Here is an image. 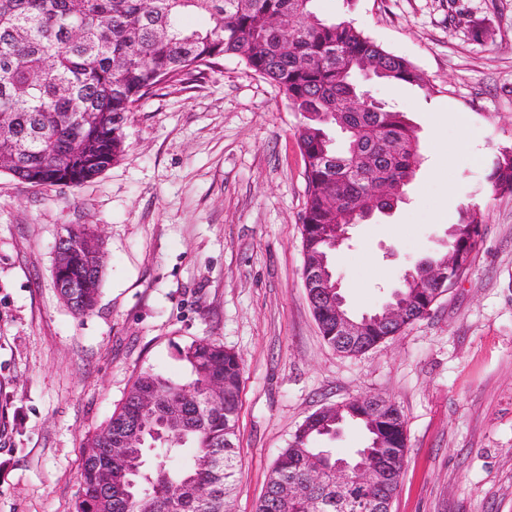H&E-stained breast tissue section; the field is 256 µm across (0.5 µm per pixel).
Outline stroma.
<instances>
[{
    "label": "stroma",
    "instance_id": "obj_1",
    "mask_svg": "<svg viewBox=\"0 0 512 512\" xmlns=\"http://www.w3.org/2000/svg\"><path fill=\"white\" fill-rule=\"evenodd\" d=\"M410 61L427 89L375 82L408 112L424 162L404 203L351 229L335 278L357 314L484 213L470 268L430 314L367 352L323 339L303 285L299 121L237 59L144 98L99 177L38 189L0 172V512H73L86 439L145 370L190 380L179 347L209 337L243 360L231 512H256L306 417L366 395L396 402L407 455L391 512H512V194L487 176L512 147V0H315ZM490 32L477 41L472 26ZM88 224L94 310L54 285L59 236Z\"/></svg>",
    "mask_w": 512,
    "mask_h": 512
}]
</instances>
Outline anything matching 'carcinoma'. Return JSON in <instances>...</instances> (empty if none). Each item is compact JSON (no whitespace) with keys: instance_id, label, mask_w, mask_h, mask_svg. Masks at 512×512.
Returning a JSON list of instances; mask_svg holds the SVG:
<instances>
[{"instance_id":"cac0c4a2","label":"carcinoma","mask_w":512,"mask_h":512,"mask_svg":"<svg viewBox=\"0 0 512 512\" xmlns=\"http://www.w3.org/2000/svg\"><path fill=\"white\" fill-rule=\"evenodd\" d=\"M315 0H0V171L35 187L80 185L116 162L124 151L129 114L147 95L191 80L227 56L276 85L288 108L299 115L295 137L305 163L307 201L302 215L304 259L331 260L336 228L387 215L404 199L405 188L423 161L415 126L407 113L375 100L360 78L426 86L403 57L382 49L350 20H325ZM208 16L202 29L183 17ZM345 136L336 148L332 131ZM495 193H512V148L499 152L488 174ZM484 214L461 212L448 227V250L472 259ZM87 249L54 270L64 282L90 280L72 289L71 309L93 310L99 291L102 247L83 224L66 229ZM323 339L336 347V316L326 300L313 302ZM389 326L339 353L361 354L379 343ZM192 379L175 382L144 371L122 405L87 439L75 512H226L239 485L235 439L240 410L242 357L203 337L178 352ZM387 411L398 428L374 430L364 410L349 400L343 423L380 438L385 455L406 457L405 421L391 400ZM168 415L164 457L150 463L138 492L125 486L126 458L136 452L138 421ZM323 434L298 428L278 456L257 512H336V485L325 475L309 484L324 465ZM292 481L301 495H284ZM178 487L169 505L170 486ZM361 498H386L398 486L357 487Z\"/></svg>"}]
</instances>
